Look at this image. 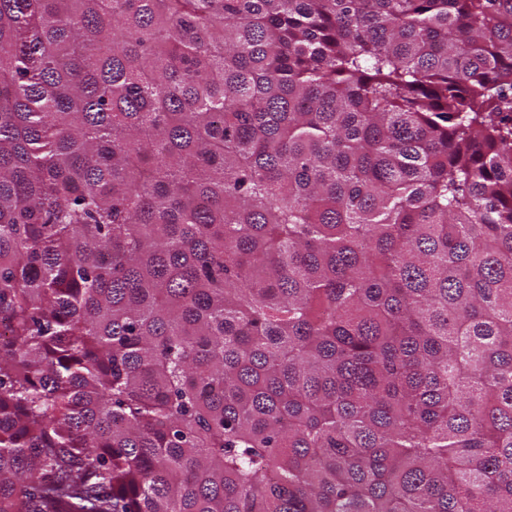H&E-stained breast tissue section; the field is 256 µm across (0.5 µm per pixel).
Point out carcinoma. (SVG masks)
<instances>
[{
  "label": "carcinoma",
  "mask_w": 512,
  "mask_h": 512,
  "mask_svg": "<svg viewBox=\"0 0 512 512\" xmlns=\"http://www.w3.org/2000/svg\"><path fill=\"white\" fill-rule=\"evenodd\" d=\"M0 512H512V0H0Z\"/></svg>",
  "instance_id": "1"
}]
</instances>
